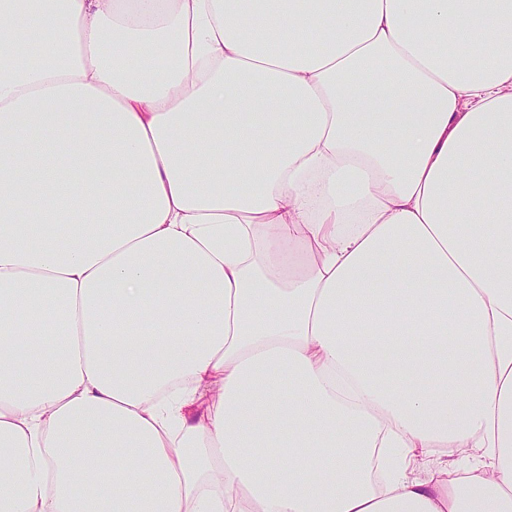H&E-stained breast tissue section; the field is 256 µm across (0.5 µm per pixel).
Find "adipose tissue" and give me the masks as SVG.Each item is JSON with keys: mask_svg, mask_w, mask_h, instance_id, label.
Masks as SVG:
<instances>
[{"mask_svg": "<svg viewBox=\"0 0 512 512\" xmlns=\"http://www.w3.org/2000/svg\"><path fill=\"white\" fill-rule=\"evenodd\" d=\"M0 512H512V0H0Z\"/></svg>", "mask_w": 512, "mask_h": 512, "instance_id": "obj_1", "label": "adipose tissue"}]
</instances>
